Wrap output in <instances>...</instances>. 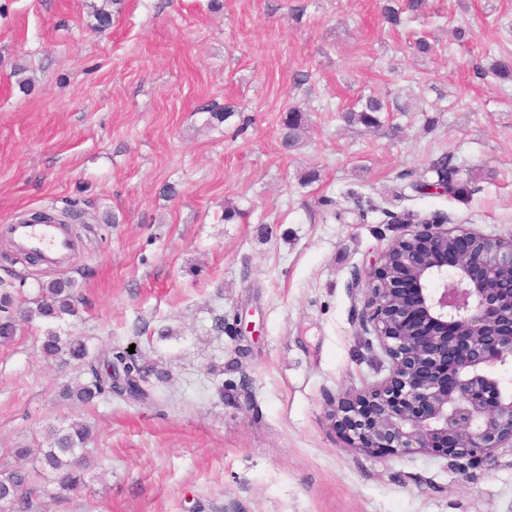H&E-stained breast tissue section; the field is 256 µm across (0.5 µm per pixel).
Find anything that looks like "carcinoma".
I'll return each instance as SVG.
<instances>
[{"mask_svg": "<svg viewBox=\"0 0 512 512\" xmlns=\"http://www.w3.org/2000/svg\"><path fill=\"white\" fill-rule=\"evenodd\" d=\"M425 0H406L405 7H396L386 0L382 7L385 20L397 26L402 9L419 12ZM388 111L387 104L375 95H368L343 114L348 125H361L371 132L381 127L380 114ZM306 124L305 114L298 109L287 111L282 121L281 145L288 149L294 145ZM430 168L439 180L448 182V192L463 196L467 185L453 184L454 169L448 166V155L431 161ZM75 282L69 278H55L41 284L39 296L31 305H18L12 282L0 279V345H7L17 335L16 315L26 321L46 324L40 352L46 360L66 358L84 366L88 379L73 386H65L63 394L82 406H92L116 396L125 400L156 402L149 389L148 378L157 374L154 367L132 359L125 350H110L102 358L90 356L86 342L77 336H61L52 325L67 316L76 315ZM93 428L86 422L73 421L68 426H49L35 440L36 447H18L7 450L8 462L0 471V496L10 501V512H33L36 508L41 482L51 480L59 492L75 491L86 484L91 460L87 444Z\"/></svg>", "mask_w": 512, "mask_h": 512, "instance_id": "cac0c4a2", "label": "carcinoma"}]
</instances>
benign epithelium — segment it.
<instances>
[{"label":"benign epithelium","mask_w":512,"mask_h":512,"mask_svg":"<svg viewBox=\"0 0 512 512\" xmlns=\"http://www.w3.org/2000/svg\"><path fill=\"white\" fill-rule=\"evenodd\" d=\"M364 282L363 330L390 369L330 404L347 447L485 458L512 448V236L424 221Z\"/></svg>","instance_id":"1"}]
</instances>
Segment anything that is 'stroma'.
<instances>
[{"label": "stroma", "instance_id": "stroma-1", "mask_svg": "<svg viewBox=\"0 0 512 512\" xmlns=\"http://www.w3.org/2000/svg\"><path fill=\"white\" fill-rule=\"evenodd\" d=\"M93 2L0 0V224L83 213L65 266L0 261V279L24 300L75 280L56 330L169 377L159 405L80 407L60 397L78 365L40 354L44 324L0 346V448L95 429L85 487L42 496L48 512H512V448L368 455L327 415L388 374L360 327L371 260L436 214L512 236V82L489 70L512 54V0H427L398 28L382 0H121L105 27ZM420 34L435 54H415ZM368 94L405 106L378 133L339 117ZM291 108L309 127L286 150ZM442 155L464 197L421 192Z\"/></svg>", "mask_w": 512, "mask_h": 512}]
</instances>
